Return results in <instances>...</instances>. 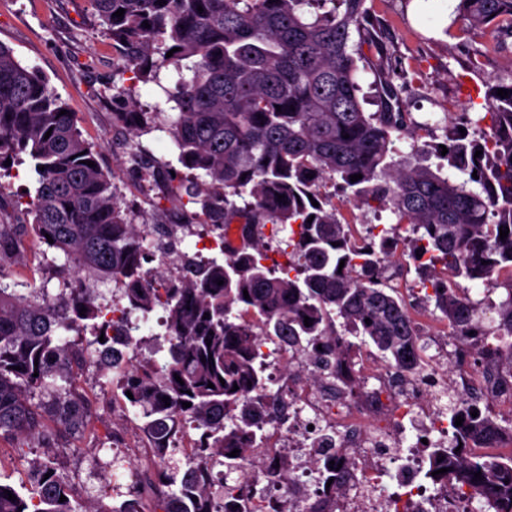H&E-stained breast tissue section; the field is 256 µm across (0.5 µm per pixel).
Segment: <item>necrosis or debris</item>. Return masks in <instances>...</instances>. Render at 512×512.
Here are the masks:
<instances>
[{
	"instance_id": "necrosis-or-debris-1",
	"label": "necrosis or debris",
	"mask_w": 512,
	"mask_h": 512,
	"mask_svg": "<svg viewBox=\"0 0 512 512\" xmlns=\"http://www.w3.org/2000/svg\"><path fill=\"white\" fill-rule=\"evenodd\" d=\"M397 290L424 331L412 369L385 368L369 351L346 369L329 340L321 344L328 372L319 382L287 380L283 368L297 358L287 337H279L266 375L269 387L282 389L287 416L259 417L265 440L240 464L252 480L256 512H328L334 500L339 512H471L474 490L424 480L429 451L448 445L449 410L462 416L493 403L511 414L512 394L497 386L504 376L498 365L477 366L476 348L449 354L446 336L413 301L417 289L401 284ZM326 440L331 451L289 466L286 452L303 453Z\"/></svg>"
}]
</instances>
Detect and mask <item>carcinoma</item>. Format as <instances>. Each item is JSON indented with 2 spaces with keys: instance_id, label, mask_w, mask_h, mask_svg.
Returning <instances> with one entry per match:
<instances>
[{
  "instance_id": "cac0c4a2",
  "label": "carcinoma",
  "mask_w": 512,
  "mask_h": 512,
  "mask_svg": "<svg viewBox=\"0 0 512 512\" xmlns=\"http://www.w3.org/2000/svg\"><path fill=\"white\" fill-rule=\"evenodd\" d=\"M89 2L135 81L157 79L164 66L176 69L168 97L178 117L169 133L180 163L210 178L189 202L200 205L195 216L203 224H237L240 245L224 244L222 255L178 286L162 271L144 268L143 230L118 205L113 176L97 164L96 146L82 137L72 112L60 114L66 105L46 79L0 44V177L11 170L4 162L14 164L23 154L36 175L25 200L0 201V281L26 275L25 239L33 238L63 253L54 275L69 289L60 301L44 287L25 295L0 285V441L82 442L96 409L74 375L90 348L112 345L131 319L146 321L158 307L166 312L168 343L160 364L139 356L140 340L128 336L131 357L122 366L107 364L123 406L143 410L140 430L159 459L138 473L152 510L138 495L81 508L49 457L35 462L17 486L0 480V512H224L212 487L225 476L214 469H234L224 462V449L260 440L256 417L281 395L266 387L257 337L290 336L312 346L341 335L344 356L374 349L386 366L405 368L403 354L414 333L381 271L403 226L414 234L408 243L419 286L433 289L426 302L443 315L448 337L468 346L471 335L481 336L482 355L512 360V83L486 86L482 110L463 113L478 137L447 136L445 163L433 168L423 164L424 149L415 144L410 155L396 158V141L416 128L410 113L394 109L401 87L379 80V110L363 107L356 54L373 42L377 23L367 0ZM452 2V24L470 38L512 35V0ZM120 8L125 13L117 17ZM500 88L508 97L497 96ZM112 124L143 133L152 129V117L114 112ZM355 174L362 178L353 182ZM335 178L355 204L388 210L395 223L368 228V238L355 246L351 224L321 200L320 185ZM245 194L251 201L237 206L234 198ZM268 224L274 234L290 230L283 263L266 264ZM501 227L509 229L503 240ZM83 271L119 284L121 301H97L89 287L77 284ZM470 285L489 293L506 287V297L492 308L497 327L484 329L485 317L475 309L462 315L461 297ZM112 311L119 312L115 334L101 342ZM73 331L81 342L67 339ZM36 397L51 401L52 417L33 402ZM188 424L200 434L198 453L186 459L194 473L186 484L165 456ZM494 426L483 415L458 434L465 439ZM448 468L458 482H473L481 473L474 512L512 501V456L483 462L450 448ZM62 496L67 501L59 502Z\"/></svg>"
}]
</instances>
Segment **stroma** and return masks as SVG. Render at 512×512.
<instances>
[{"label":"stroma","instance_id":"stroma-1","mask_svg":"<svg viewBox=\"0 0 512 512\" xmlns=\"http://www.w3.org/2000/svg\"><path fill=\"white\" fill-rule=\"evenodd\" d=\"M372 7L384 38L381 45L364 46L359 82L370 96L378 75L400 78L402 107L418 124L417 139L398 141L401 154H408L416 141H443L447 127L469 111L470 92L512 77V37L476 39L486 55L480 71L471 72L463 66L467 49L462 35L446 33L441 24L422 25L417 0H373ZM0 43L22 65L39 71L49 90L75 113L78 128L96 145L99 165L113 176L120 203L135 223H182L183 204L162 197L163 177L176 175L190 189L201 188L206 177L181 166L166 131L177 117L165 94L177 79L173 69H161L155 81H133L89 0H0ZM131 111L152 113L157 130L134 137L113 127V113ZM138 156L160 172V179L137 175ZM111 381V372L93 362L77 376L78 385L98 397L96 425L102 440L95 452L75 451L60 441L20 448L5 441L0 443V476L19 481L33 460L51 451L80 501L91 502L109 491L127 499L133 461L122 452L121 441L132 437L143 447L148 441L139 429L140 412L113 405ZM110 431L118 441L107 440Z\"/></svg>","mask_w":512,"mask_h":512}]
</instances>
